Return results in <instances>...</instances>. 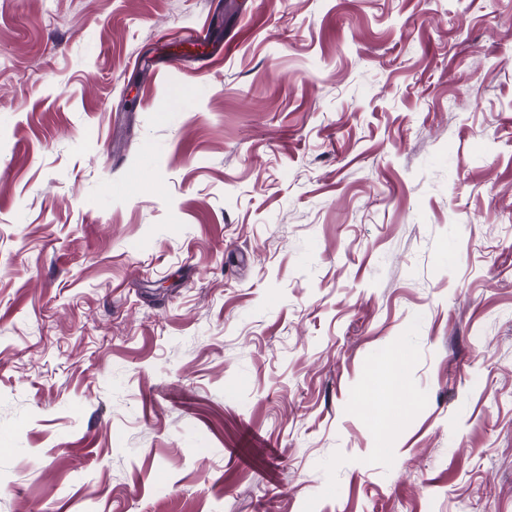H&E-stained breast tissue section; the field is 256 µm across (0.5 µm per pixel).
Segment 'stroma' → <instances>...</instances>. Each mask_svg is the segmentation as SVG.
Segmentation results:
<instances>
[{
	"instance_id": "obj_1",
	"label": "stroma",
	"mask_w": 512,
	"mask_h": 512,
	"mask_svg": "<svg viewBox=\"0 0 512 512\" xmlns=\"http://www.w3.org/2000/svg\"><path fill=\"white\" fill-rule=\"evenodd\" d=\"M0 512H512V0H0ZM373 392H367L365 395L368 400H381L393 411L398 413H409L414 404L407 396L405 380L402 372L393 374V376L381 386H375Z\"/></svg>"
}]
</instances>
